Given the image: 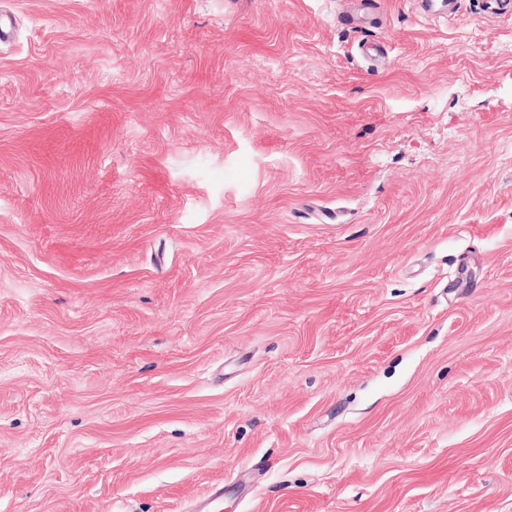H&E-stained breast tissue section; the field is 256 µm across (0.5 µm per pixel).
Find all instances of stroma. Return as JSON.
Segmentation results:
<instances>
[{
    "instance_id": "stroma-1",
    "label": "stroma",
    "mask_w": 512,
    "mask_h": 512,
    "mask_svg": "<svg viewBox=\"0 0 512 512\" xmlns=\"http://www.w3.org/2000/svg\"><path fill=\"white\" fill-rule=\"evenodd\" d=\"M512 512V14L0 0V512Z\"/></svg>"
}]
</instances>
